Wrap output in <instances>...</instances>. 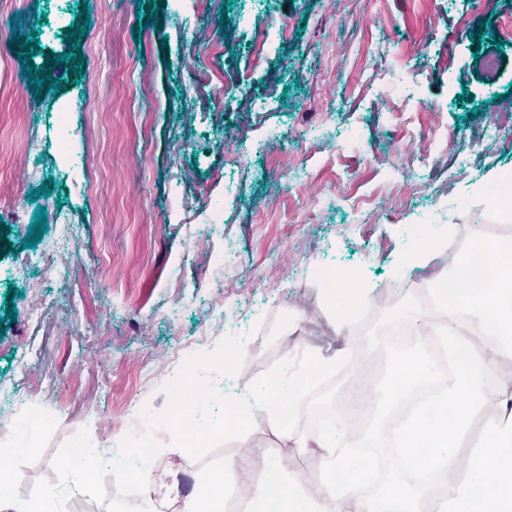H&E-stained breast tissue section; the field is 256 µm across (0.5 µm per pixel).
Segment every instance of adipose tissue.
I'll list each match as a JSON object with an SVG mask.
<instances>
[{
  "instance_id": "adipose-tissue-1",
  "label": "adipose tissue",
  "mask_w": 512,
  "mask_h": 512,
  "mask_svg": "<svg viewBox=\"0 0 512 512\" xmlns=\"http://www.w3.org/2000/svg\"><path fill=\"white\" fill-rule=\"evenodd\" d=\"M473 249L490 263V279L476 284L474 276L458 266L452 275L435 279L434 292L439 314L462 319L478 351L456 367L433 408L422 409L399 428L393 445L405 455L407 473L393 478L380 492L365 494L364 468L348 454L350 435L345 426L331 424L300 442L301 447L323 453L320 493L310 494L294 475L277 466L254 487L252 512H432L435 476L457 461L462 464V475L448 482L442 494L450 512H512V382L489 379L501 358L512 355V247L507 249L497 239L479 236ZM322 297L341 329L350 324L359 308L371 303L369 288L345 271L323 288ZM344 354L341 348H317L292 372H279L261 384L232 388L224 395L225 430L251 428L260 410L268 423L290 434L302 394L316 375L334 370ZM434 377L435 370L424 357L402 354L390 367V387L377 411L376 425H383L399 392ZM181 390L176 408L192 410L199 429L208 430L203 415L216 394L203 372L184 378ZM481 413L491 416L481 445L468 455H460L459 445L474 417ZM15 453L11 441L0 442V512H58L52 494L22 499L12 493ZM234 473L230 462L200 473L195 491L183 501L182 512H224V492ZM107 475L119 482L137 477L151 488L163 480L162 472L137 462L114 465L94 448L83 449L66 468L67 480L87 486Z\"/></svg>"
}]
</instances>
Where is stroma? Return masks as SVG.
<instances>
[{
    "instance_id": "35a3bbf8",
    "label": "stroma",
    "mask_w": 512,
    "mask_h": 512,
    "mask_svg": "<svg viewBox=\"0 0 512 512\" xmlns=\"http://www.w3.org/2000/svg\"><path fill=\"white\" fill-rule=\"evenodd\" d=\"M138 4L0 0V312L18 291L17 318L0 335V420L51 417L15 455L11 490L54 493L62 512H109L111 492L70 484L64 466L87 419L125 422L131 397L152 413V443L165 451L166 512H179L198 473L223 464L222 437L169 451L173 353L200 361L237 336L250 382L263 383L284 368L281 344L298 323L344 343L318 288L328 268L357 271L372 298L395 294L384 321L412 310L417 283L474 234L512 235V216L476 193L489 170L512 171V41L499 50L470 40L480 21L498 28L512 17V0H158L144 41ZM80 13L91 21L83 74L60 66L59 90L31 95L14 34L39 32L41 65L66 52ZM223 68L238 91L218 103L200 77ZM45 184L50 193L37 195ZM216 205L220 220L208 223ZM40 206L46 239L22 249ZM431 233L447 251L400 269L399 252ZM62 234L83 276L67 284L37 266L15 276L18 258ZM228 250L240 263L224 272L235 306L221 311L199 272ZM308 432L297 419L286 439L262 422L245 439L281 449L293 471L312 455L296 444Z\"/></svg>"
}]
</instances>
